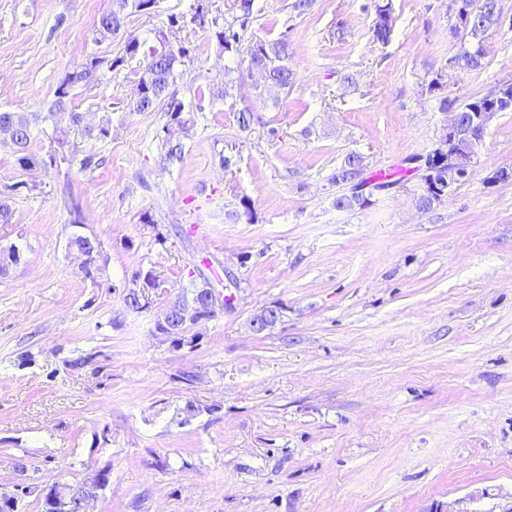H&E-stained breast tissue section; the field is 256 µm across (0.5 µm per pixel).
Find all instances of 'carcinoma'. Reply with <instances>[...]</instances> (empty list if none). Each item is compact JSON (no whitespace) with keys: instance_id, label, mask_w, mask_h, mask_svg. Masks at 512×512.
<instances>
[{"instance_id":"carcinoma-1","label":"carcinoma","mask_w":512,"mask_h":512,"mask_svg":"<svg viewBox=\"0 0 512 512\" xmlns=\"http://www.w3.org/2000/svg\"><path fill=\"white\" fill-rule=\"evenodd\" d=\"M457 26L465 24L475 30L474 39L468 41L460 52L462 56L471 58V68L477 69L483 65L485 50L483 46L485 34L492 29L496 18L502 14L500 0H453ZM157 0H111V7L98 20L97 33L99 40L106 41L115 38L122 30L124 20L129 13L149 14L155 8ZM255 0H232L231 13L224 14L213 8L211 0H193L189 11L179 15H170L168 25L155 32L156 43L148 45L137 38L125 41L121 54L107 63L99 58H93L83 63L79 68L67 73L58 83L51 101L48 118L60 113H70L71 121L78 126L83 121V115L71 109L75 90L80 87H92L99 82L101 71H120L131 67L134 75L135 90L128 102L131 112H151L161 102L166 103L168 121L163 126L164 153L161 160L172 164L182 156L183 142L181 137L189 131L184 102L171 90L179 79L177 66L191 59V50L178 40V34L188 24L206 30L210 33L217 49L225 55L237 59L238 81H226L222 85L212 86L208 96H199L197 109H202V100L223 101L235 96L245 81V73L254 70L252 87L259 89L264 82L290 90L294 85V71L289 61L291 58L290 43L283 36L273 41L262 39L245 40L244 34L253 19ZM393 17L390 0H373L370 12V31L375 42L386 44L392 34ZM499 89H494L486 95L472 97L458 105L448 100L446 96L438 97L439 110L446 112L448 107L455 106L461 118L468 117L470 112H480L484 105L497 96ZM9 130L15 142L22 146V152L17 154V163L28 171H37L47 167L45 159L30 151L33 137L28 117L20 112H0V133ZM364 172V159L358 153H349L341 164L331 174L329 181L335 184L341 193L334 200L336 208L354 211L367 208L373 200H363L352 196L345 188V181ZM68 245L74 258L78 259L90 254L92 248L88 237L82 233H73Z\"/></svg>"}]
</instances>
